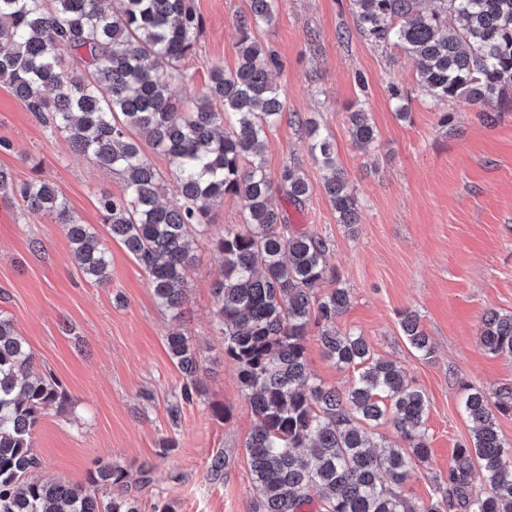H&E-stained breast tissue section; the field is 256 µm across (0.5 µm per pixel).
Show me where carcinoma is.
<instances>
[{"label": "carcinoma", "mask_w": 512, "mask_h": 512, "mask_svg": "<svg viewBox=\"0 0 512 512\" xmlns=\"http://www.w3.org/2000/svg\"><path fill=\"white\" fill-rule=\"evenodd\" d=\"M351 2L357 27L372 43L414 57L417 87L434 107L463 99L512 112V0H440L430 12L419 9V0ZM247 4L235 19L237 67L226 72L213 65L201 94L180 100L170 87L188 82L182 61L202 30L192 0H0V82L38 119L67 132L75 151L123 176L120 193L99 198L102 224L144 268L155 300L173 320L186 301L192 245L205 239L220 256L224 275L213 294L224 361L255 417L245 444L254 512H305L309 505L318 512H512V450L496 427V415L512 412V385L500 387L493 401L465 388L461 411L472 434L436 477L437 493L412 504L400 492L414 466L429 458L428 397L364 336L336 330L349 290L320 292L339 282L327 244L291 229L276 203L263 155L284 108L269 80L279 60L257 33L272 23L279 4ZM450 15L458 25H448ZM350 122L357 144L376 140L368 113L359 109ZM305 133L326 171L324 190L338 223L354 226L357 199L336 167L331 136L313 120ZM144 142L173 165L179 197L173 206L160 201L164 178L142 151ZM280 182L290 202L307 200L310 187L297 168L285 167ZM0 191L62 225L81 272L108 284L99 234L72 216L50 182L18 185L0 168ZM229 194L244 200V222L212 233L209 204ZM313 324L325 355L356 369L347 389L325 386L308 371ZM399 326L418 356L432 357L434 343L415 313L402 312ZM477 342L512 357V313L485 316ZM166 343L189 402L199 352L177 326ZM64 398L54 377L34 370L13 323L0 318V512H139L136 498L112 495V485L126 477L117 465H99L86 486L35 477L33 432ZM386 420L402 445L379 453L366 426Z\"/></svg>", "instance_id": "carcinoma-1"}]
</instances>
